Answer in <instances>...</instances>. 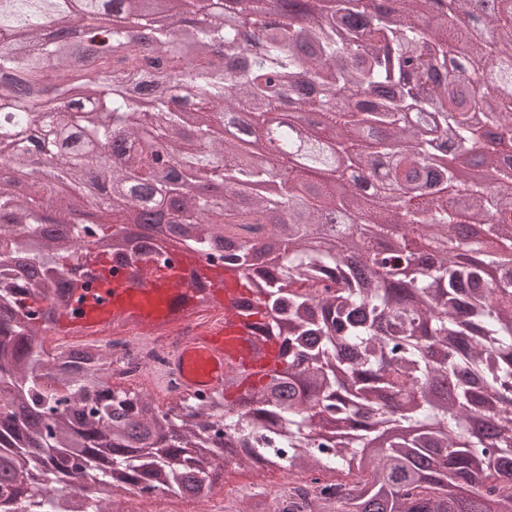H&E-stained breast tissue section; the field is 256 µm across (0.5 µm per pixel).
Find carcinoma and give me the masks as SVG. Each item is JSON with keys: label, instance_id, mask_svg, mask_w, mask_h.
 I'll list each match as a JSON object with an SVG mask.
<instances>
[{"label": "carcinoma", "instance_id": "1", "mask_svg": "<svg viewBox=\"0 0 512 512\" xmlns=\"http://www.w3.org/2000/svg\"><path fill=\"white\" fill-rule=\"evenodd\" d=\"M119 4L118 28L95 17L104 0H0V73L27 72L26 88L0 79V137L15 151L0 167H22L24 147L39 130L55 154L57 126L39 113L61 114L77 134L61 157L74 178L101 164L98 148L124 132L120 161L107 169L115 182L144 189L166 226L184 228L180 251L238 275L263 335L280 343V366L229 400L225 389L181 396L163 412L114 388L105 351L71 350L45 358L36 333L71 308L76 287L68 264L75 244L115 237L138 223L140 198L112 204L115 220L70 228L66 238L41 231L46 211L66 223L68 206L51 183L20 195L0 178V508L4 512H102L98 494L81 493L96 473L103 486L142 488L202 499L215 490L211 458L224 449L234 470L288 467L296 482L321 472L352 474L336 490L288 487V512H512V266L487 248L512 229V163H497L498 139L484 143L488 173L448 200L432 188L456 175L429 169L427 135L407 123L436 112L443 138L468 155L475 140L470 112L483 105L490 121L512 135V0L482 20L478 51L487 68L460 77L454 49L470 38L461 20L478 0H276V21L263 20L269 0H189V18L173 30L155 24L144 0ZM444 16L420 24L425 8ZM67 14L93 47L81 63L71 45L47 40L38 17ZM253 31L251 47L234 27ZM144 29L152 46L137 48L127 29ZM223 49L219 66L210 49ZM164 79L155 85L156 75ZM307 78L317 94L305 103L344 151L356 148L361 127L383 130L381 152L408 148L385 171L400 184L425 190L401 204L402 233L394 251L378 240L393 235L383 198L349 195L324 221L313 194L300 223L269 224L274 203L251 194L272 175L268 163L245 160L224 141L213 118L248 112L255 131ZM400 93L373 96L386 86ZM193 102L199 151L181 137V113L168 99ZM183 166L205 169L236 190L198 199L179 191L163 172L160 150ZM308 164L334 169V156L314 140ZM346 214L365 215L372 231L357 234ZM460 222L486 234L459 237ZM340 226L358 235L360 265L311 246ZM273 238L277 253L256 262L259 244ZM162 253L155 243L124 236L116 253L86 249L100 264Z\"/></svg>", "mask_w": 512, "mask_h": 512}]
</instances>
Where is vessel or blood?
I'll return each mask as SVG.
<instances>
[{
  "mask_svg": "<svg viewBox=\"0 0 512 512\" xmlns=\"http://www.w3.org/2000/svg\"><path fill=\"white\" fill-rule=\"evenodd\" d=\"M206 276L211 285L214 320L193 331L186 345L174 355L175 365L185 370L186 392L213 391L225 377L236 372L255 379L277 364L275 342H260L250 318L233 314L245 295L233 279L192 256L177 255L169 263H156L151 274L130 282L126 266L106 264L101 277H90L84 302L74 303L62 328L90 335L107 329L112 319L132 313L140 330L164 327L174 321H192L196 290L192 274Z\"/></svg>",
  "mask_w": 512,
  "mask_h": 512,
  "instance_id": "vessel-or-blood-1",
  "label": "vessel or blood"
}]
</instances>
